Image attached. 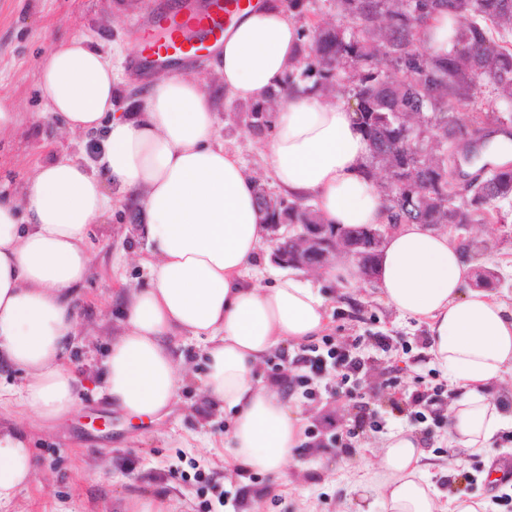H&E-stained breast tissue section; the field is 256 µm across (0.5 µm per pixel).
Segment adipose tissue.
Returning <instances> with one entry per match:
<instances>
[{"instance_id": "1", "label": "adipose tissue", "mask_w": 512, "mask_h": 512, "mask_svg": "<svg viewBox=\"0 0 512 512\" xmlns=\"http://www.w3.org/2000/svg\"><path fill=\"white\" fill-rule=\"evenodd\" d=\"M300 33L279 0H256L215 57L225 92L244 102L263 98L280 83ZM39 72L49 111L70 132L100 134L101 144L94 163L50 160L22 204L0 202V364L26 372L22 405L42 425L77 405L80 379L60 358L76 335L74 292L91 272L89 228L104 215L111 186L135 210L150 284L125 297L98 392L128 417H155L174 405L190 374L174 338L204 339L201 392L232 416L228 471L283 474L306 417L285 388L261 384L257 371L280 347L323 335L330 325L324 282L355 286L358 267L343 262L317 279L279 273L263 283L259 257L269 242L255 181L216 143L214 106L196 77L160 76L141 111L120 114L112 64L84 40L48 53ZM264 156L280 191L314 199L325 223H386L384 198L365 175L368 143L347 102L290 93L274 114ZM470 268L447 231L399 224L377 252L375 283L381 303L426 325L431 353L463 392L448 412V441L478 452L512 421L485 393L512 369V306L468 287ZM428 457L413 431L397 430L360 488L375 491L384 512H483V502L467 495L436 499L424 477ZM34 473L25 435L0 426V504Z\"/></svg>"}]
</instances>
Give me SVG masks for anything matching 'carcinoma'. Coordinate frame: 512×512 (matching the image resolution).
<instances>
[{
  "label": "carcinoma",
  "mask_w": 512,
  "mask_h": 512,
  "mask_svg": "<svg viewBox=\"0 0 512 512\" xmlns=\"http://www.w3.org/2000/svg\"><path fill=\"white\" fill-rule=\"evenodd\" d=\"M306 20L310 0H280ZM338 27L302 25L288 75L262 101L237 112L257 135L269 131L282 98L301 89L354 100L371 163L387 173L382 192L389 223L447 224L459 230L499 219L497 202L512 199V168H481L463 187L455 172V144L478 136L490 121L512 122V0H334ZM459 19L452 49L435 56L423 48L422 26L435 13ZM463 103L464 113L450 112ZM426 131L441 148L417 140ZM264 210L266 224H320L306 201L279 193ZM328 235L365 243V229L327 224Z\"/></svg>",
  "instance_id": "obj_1"
}]
</instances>
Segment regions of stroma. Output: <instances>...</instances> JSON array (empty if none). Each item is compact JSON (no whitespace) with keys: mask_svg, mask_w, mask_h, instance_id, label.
I'll return each mask as SVG.
<instances>
[{"mask_svg":"<svg viewBox=\"0 0 512 512\" xmlns=\"http://www.w3.org/2000/svg\"><path fill=\"white\" fill-rule=\"evenodd\" d=\"M178 8L179 0H0V100L13 114L10 127L0 131L1 201H20L35 169L47 161L96 153L97 138L67 133L47 108L39 88L42 58L70 39H87L112 60L119 111H135L152 78L135 74L131 63L155 34L159 16ZM171 72L198 76L213 99L219 139L248 172L275 187L262 141L235 120L237 102L225 94L212 55L177 64ZM500 209L505 222L471 224L448 239L474 241L468 260L474 270L496 272L493 293L511 305L512 202ZM144 246L126 208L108 210L90 229L92 271L78 291L76 336L63 356L65 367L82 380L72 413L35 425L18 402L25 372L0 366V425L27 435L36 462L30 485L0 505V512H130V503L144 497L164 498L168 512H232L253 496L260 497L262 512H384L376 496L361 497L354 486L376 465L379 444L400 428L424 441L431 455L427 476L440 495L464 493L484 501L488 512H512V484L492 480L500 465L512 463V429L501 430L480 453L449 444L448 409L460 390L449 386L431 354L425 326L381 304L374 283L365 280L354 290L332 282L324 286L332 307L328 333L340 343L357 342L363 367L352 395L322 391L309 400L294 394L308 421L304 442L283 476L225 472L224 433L231 417L211 408L198 391L196 380L205 373L203 340L178 339L195 380L182 387L168 414L136 421L110 411L95 389V369L121 329L116 291L124 284H149L137 260ZM380 335L391 337L390 351L376 346ZM436 384L444 387L442 406L419 419L412 399ZM362 409L382 426L364 428L350 452L313 446L311 436L325 418L346 430Z\"/></svg>","mask_w":512,"mask_h":512,"instance_id":"1","label":"stroma"}]
</instances>
